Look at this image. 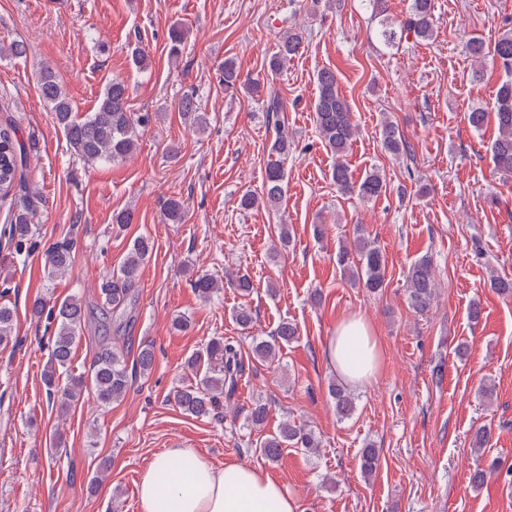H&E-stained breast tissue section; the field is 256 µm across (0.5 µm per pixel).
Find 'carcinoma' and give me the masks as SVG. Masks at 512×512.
<instances>
[{
    "mask_svg": "<svg viewBox=\"0 0 512 512\" xmlns=\"http://www.w3.org/2000/svg\"><path fill=\"white\" fill-rule=\"evenodd\" d=\"M371 14L381 18L379 38L387 48L398 46L403 37L410 34L421 40L434 35V0H411L404 20L389 23L384 19L388 10L387 0H364ZM304 49V38L299 31L286 33L277 52L269 60V68L282 70L288 61ZM495 58L505 73V79L495 92L493 112L498 135L491 143L490 152L496 170L512 176V29L504 32L495 46ZM224 87L244 89L250 93L259 89V83L242 77L234 60L224 61ZM318 96L314 104V122L322 142L336 156L331 178L343 194H356L363 201H370L386 191V182L376 170L367 172L361 179H353L344 155L357 134L353 113L347 99L338 91L336 73L323 68L316 74ZM40 94L51 106L57 124L62 128L67 143L75 154L88 161L114 162L125 159L138 147L139 129L152 121L149 112H133L129 109V86L121 79L109 81L98 99L94 111L83 118H76L67 94L55 73L44 68L39 79ZM178 110L196 118L200 124L205 118L198 112V100L192 93L183 95ZM275 136L270 145V160L265 168L262 197L266 205L277 206L284 196L286 172L284 161L290 153L288 132L280 120H274ZM382 145L393 155L409 151V144L402 138L395 125L384 124ZM27 153L24 145L16 141V133L0 129V201H10L6 224L0 228V237L14 248L17 255L29 252L35 227L31 224L33 201L28 197L17 198L14 190L21 184V172L26 166ZM186 214L185 201L171 197L162 202L161 215L167 224H181ZM154 244L148 237H138L130 246L120 268L104 278L99 285L98 310L103 320L125 313L134 301V290L139 281L141 268L150 257ZM336 261L351 271L353 284L371 293L385 287L387 260L385 253L371 239L360 224L354 227L353 242L342 246ZM72 263V244L63 242L47 253L48 278L64 274ZM408 305L417 314L424 315L433 307L435 275L431 259L422 256L407 270ZM223 281L202 273L192 280V287L199 297L209 299L224 288ZM31 316L37 320L47 316L55 325V336L49 353L44 385L49 402L64 415L72 403L84 393H91L96 401L107 407L125 397L129 386L125 348L116 344L102 343L94 352L89 374H76L71 368L72 354L85 325L87 306L82 298L71 295L61 301H51L43 295L34 297L30 306ZM14 334V310L0 304V346L8 345ZM297 328L288 321L280 322L266 339L252 343L251 354L260 364H273L280 348L293 342ZM246 352L242 342L233 337L216 336L204 347L192 352L185 366L192 379L174 390L175 404L186 414L196 418L216 416L231 403L237 387L246 371ZM155 362L149 345L139 348L136 367L142 374L149 373ZM328 393L334 402L336 415L350 418L356 410L354 394L350 387L334 378L329 382ZM269 406L257 399L244 417L246 426L259 429L269 416ZM288 447L314 454L320 447L313 429L289 420L280 428L255 444L258 453L269 462H276ZM378 452L368 445L360 455V469L368 477L375 474Z\"/></svg>",
    "mask_w": 512,
    "mask_h": 512,
    "instance_id": "1",
    "label": "carcinoma"
}]
</instances>
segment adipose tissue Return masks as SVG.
Wrapping results in <instances>:
<instances>
[{
  "instance_id": "ef3b65f1",
  "label": "adipose tissue",
  "mask_w": 512,
  "mask_h": 512,
  "mask_svg": "<svg viewBox=\"0 0 512 512\" xmlns=\"http://www.w3.org/2000/svg\"><path fill=\"white\" fill-rule=\"evenodd\" d=\"M325 357L331 369L356 386L379 369V346L360 314L341 320ZM140 512H298L288 490L265 470L237 461L217 467L191 448L154 456L137 486Z\"/></svg>"
}]
</instances>
